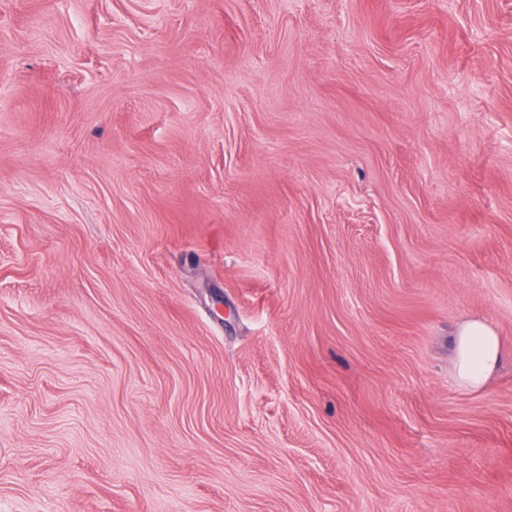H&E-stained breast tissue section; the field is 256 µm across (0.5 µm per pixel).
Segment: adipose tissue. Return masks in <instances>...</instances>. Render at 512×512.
<instances>
[{
	"label": "adipose tissue",
	"instance_id": "obj_1",
	"mask_svg": "<svg viewBox=\"0 0 512 512\" xmlns=\"http://www.w3.org/2000/svg\"><path fill=\"white\" fill-rule=\"evenodd\" d=\"M453 345L456 385L467 392L483 390L502 357L496 329L482 319L463 321L456 329Z\"/></svg>",
	"mask_w": 512,
	"mask_h": 512
}]
</instances>
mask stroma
<instances>
[{"label": "stroma", "instance_id": "35a3bbf8", "mask_svg": "<svg viewBox=\"0 0 512 512\" xmlns=\"http://www.w3.org/2000/svg\"><path fill=\"white\" fill-rule=\"evenodd\" d=\"M0 512H512V0H0ZM453 345L456 385L467 392L483 390L502 357L496 329L486 320H465L456 329Z\"/></svg>", "mask_w": 512, "mask_h": 512}]
</instances>
